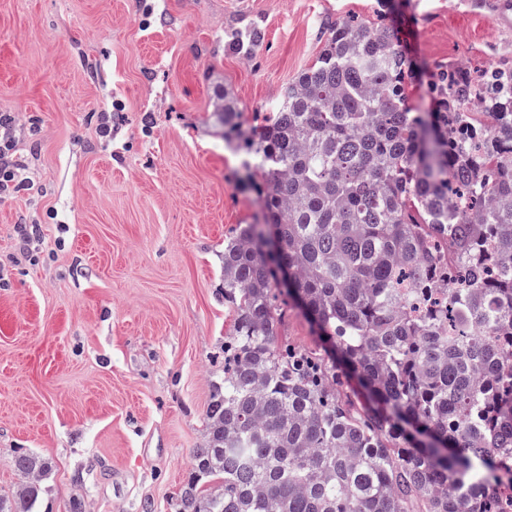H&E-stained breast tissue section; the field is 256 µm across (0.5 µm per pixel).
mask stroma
Returning a JSON list of instances; mask_svg holds the SVG:
<instances>
[{
	"label": "stroma",
	"mask_w": 512,
	"mask_h": 512,
	"mask_svg": "<svg viewBox=\"0 0 512 512\" xmlns=\"http://www.w3.org/2000/svg\"><path fill=\"white\" fill-rule=\"evenodd\" d=\"M430 108L439 65L512 64L502 0H395ZM378 0H0V113L16 118L23 187L0 197V493L18 451L49 461L45 512H175L224 380V238L260 213L212 117L228 90L244 125L276 109L328 22ZM256 20L252 60L224 30ZM124 104L112 109L114 100ZM112 115V139L96 135ZM39 233L20 249L16 229ZM279 336L316 334L280 296Z\"/></svg>",
	"instance_id": "obj_1"
}]
</instances>
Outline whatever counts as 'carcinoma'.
<instances>
[{
    "label": "carcinoma",
    "mask_w": 512,
    "mask_h": 512,
    "mask_svg": "<svg viewBox=\"0 0 512 512\" xmlns=\"http://www.w3.org/2000/svg\"><path fill=\"white\" fill-rule=\"evenodd\" d=\"M393 9L334 21L246 130L217 94L262 215L224 238V382L176 512H512V67L445 66L414 112ZM282 270L337 360L278 336ZM13 466L0 512H38L49 462Z\"/></svg>",
    "instance_id": "carcinoma-1"
}]
</instances>
